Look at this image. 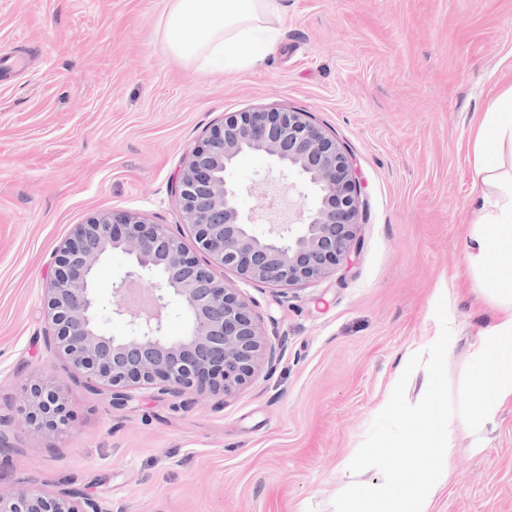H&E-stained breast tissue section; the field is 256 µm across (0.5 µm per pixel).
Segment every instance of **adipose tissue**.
<instances>
[{
    "label": "adipose tissue",
    "instance_id": "adipose-tissue-1",
    "mask_svg": "<svg viewBox=\"0 0 512 512\" xmlns=\"http://www.w3.org/2000/svg\"><path fill=\"white\" fill-rule=\"evenodd\" d=\"M275 12L276 0H168L162 37L170 54L186 64L225 73L246 70L276 47L279 31L269 22ZM474 154L477 176L489 191L475 214L468 257L471 268L483 272L484 290L499 315L473 356L479 393L468 415L450 409L430 414L434 392L421 389L414 423L402 438L413 462L394 475L396 491L385 512H427V472L446 469L465 435L493 422L512 400V88L484 112ZM402 485L410 486L409 494L399 493Z\"/></svg>",
    "mask_w": 512,
    "mask_h": 512
}]
</instances>
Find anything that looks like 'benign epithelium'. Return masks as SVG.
<instances>
[{
	"mask_svg": "<svg viewBox=\"0 0 512 512\" xmlns=\"http://www.w3.org/2000/svg\"><path fill=\"white\" fill-rule=\"evenodd\" d=\"M260 153L301 177L316 204L298 223L274 224L265 236L252 230L256 213L239 209L240 188L232 171L246 156ZM184 223L210 257L203 264L164 224L136 212L104 213L77 225L56 252L55 275L46 285L52 340L92 387L111 390L122 407L132 390L156 388L181 396L193 391L230 395L246 384L273 352L256 314L238 289L214 268L278 287L318 281L348 258L356 238L362 201L350 155L305 112H232L199 143L176 181ZM114 250L132 264L113 288L111 313L125 319L128 333L108 336L92 278ZM159 279L134 297L146 278ZM176 302L188 317L185 335H165L163 312ZM69 412L56 389L34 386L26 421L36 429L64 430ZM0 512H98L94 500L68 489L36 493L21 487L0 494Z\"/></svg>",
	"mask_w": 512,
	"mask_h": 512,
	"instance_id": "1",
	"label": "benign epithelium"
}]
</instances>
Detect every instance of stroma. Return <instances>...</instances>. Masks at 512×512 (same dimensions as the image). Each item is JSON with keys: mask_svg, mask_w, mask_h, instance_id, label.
<instances>
[{"mask_svg": "<svg viewBox=\"0 0 512 512\" xmlns=\"http://www.w3.org/2000/svg\"><path fill=\"white\" fill-rule=\"evenodd\" d=\"M167 0H0V493L63 487L103 512H336L355 465L365 500L389 495L412 424L405 400L474 401L472 357L497 310L466 245L484 187L474 136L512 87V0H277L280 44L238 72L185 65L160 32ZM305 112L347 149L362 211L350 264L282 290L223 277L274 349L240 390L90 387L48 341L44 284L75 225L137 212L195 250L175 182L228 112ZM279 199L310 207L299 176L244 159ZM443 336L441 372L406 354ZM55 387L65 432L24 421ZM429 473V512H512V401Z\"/></svg>", "mask_w": 512, "mask_h": 512, "instance_id": "stroma-1", "label": "stroma"}]
</instances>
